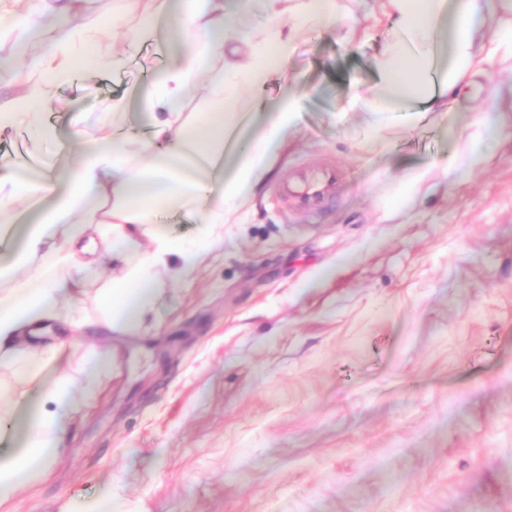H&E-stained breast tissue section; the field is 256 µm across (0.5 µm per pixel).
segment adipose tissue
<instances>
[{"mask_svg":"<svg viewBox=\"0 0 512 512\" xmlns=\"http://www.w3.org/2000/svg\"><path fill=\"white\" fill-rule=\"evenodd\" d=\"M272 18L303 21L333 20L336 0H266ZM141 0H114L117 17H139L128 45L100 48L110 64L123 63L131 45L158 40L163 50L181 57L182 65L161 79L145 82L131 100L114 107H133L141 113L147 134L136 140L120 138L100 145L87 138L82 116L73 117L67 132L82 151L78 165L24 170L11 158H0V212L16 209L35 198L44 205L27 223L0 226V281H11L0 296V360L28 363L29 341L46 333L62 316L59 302L76 287L73 279L58 278L77 254L92 263L105 256L127 257L138 247L143 225H150L152 253L128 263L122 278L101 292L102 322L110 329L140 326L154 306L158 290L152 268L177 257L178 271H190L200 247L219 241L217 225L240 210L254 196L270 170L272 150L282 144L301 110L289 97L275 108L258 138L245 146L228 142L226 108L233 96L224 92L225 73L215 64L224 50V32L233 22L234 0H155L151 14L140 12ZM81 0H29L25 12L0 6V34L36 29L48 20H72L81 13ZM392 30L378 61L381 80L375 91V112L387 105L429 112L459 100L465 87L484 72L485 56L475 48L483 24L478 0H385ZM243 59L238 67L247 81L261 85L268 72L284 68L295 50L293 37L272 33L258 39L241 35ZM76 54L66 42L55 44L39 61L33 92L0 96V127L18 115L39 121L33 101L50 103L57 88L74 73ZM206 76L210 97L206 111L188 121L180 104L197 76ZM95 201L100 218L97 237L86 234L79 215L87 201ZM197 215L204 229L196 244L175 243L155 229L157 210ZM72 380L58 376L47 397L20 393L17 410L0 416V512L17 491L44 477L61 447L73 409Z\"/></svg>","mask_w":512,"mask_h":512,"instance_id":"adipose-tissue-1","label":"adipose tissue"}]
</instances>
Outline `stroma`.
I'll return each mask as SVG.
<instances>
[{"label": "stroma", "instance_id": "35a3bbf8", "mask_svg": "<svg viewBox=\"0 0 512 512\" xmlns=\"http://www.w3.org/2000/svg\"><path fill=\"white\" fill-rule=\"evenodd\" d=\"M339 6L263 86L231 88L239 114L288 95L302 112L223 242L189 275L157 268L138 330L99 324L122 261L69 270L83 291L60 306L83 326L53 325L65 349L41 378H73L74 412L10 512H73L107 483L129 512H512V59L487 64L462 105L377 119L389 20L382 0ZM80 22L117 43L136 24L114 18L113 0H83ZM275 24L249 0L224 45ZM171 66L141 41L117 70L75 73L44 119L63 129L80 112L90 138L135 136L142 122L113 100ZM485 121L494 151L451 173ZM13 151L48 168L81 159L23 122L0 130V153ZM321 166L339 182L319 212L272 198L289 170ZM409 185L415 201L399 207ZM94 358L112 365L91 371Z\"/></svg>", "mask_w": 512, "mask_h": 512}]
</instances>
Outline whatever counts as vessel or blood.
Returning <instances> with one entry per match:
<instances>
[{"label":"vessel or blood","mask_w":512,"mask_h":512,"mask_svg":"<svg viewBox=\"0 0 512 512\" xmlns=\"http://www.w3.org/2000/svg\"><path fill=\"white\" fill-rule=\"evenodd\" d=\"M335 184L334 168L324 167L316 171L300 168L279 182L276 198L284 206L310 211L332 198Z\"/></svg>","instance_id":"1"}]
</instances>
